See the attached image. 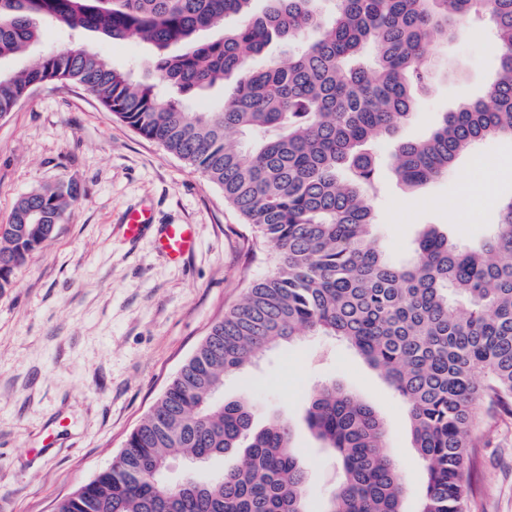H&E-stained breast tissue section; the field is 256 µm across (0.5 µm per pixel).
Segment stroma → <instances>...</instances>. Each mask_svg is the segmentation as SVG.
Segmentation results:
<instances>
[{
  "label": "stroma",
  "instance_id": "stroma-1",
  "mask_svg": "<svg viewBox=\"0 0 512 512\" xmlns=\"http://www.w3.org/2000/svg\"><path fill=\"white\" fill-rule=\"evenodd\" d=\"M114 67L140 71L149 47L83 36ZM441 70L417 94L410 123L378 145L390 160L397 140L418 138L462 98L484 96L497 69L491 23L467 26L440 50ZM501 162L489 172L485 159ZM372 198L374 238L398 262L413 259L430 224L468 249L479 248L512 197V140L479 144L447 176L415 190L382 169ZM71 183L80 199L43 249L0 290V512H53L111 466L213 322L271 272L268 248L224 201V193L157 143L117 119L82 87L47 82L0 118V224L27 193ZM467 195L464 222L448 201ZM151 205L143 238L128 241L129 211ZM166 224L195 228L186 264L156 251ZM336 382L383 418L387 446L399 461L405 512H417L424 479L411 442L407 407L380 374L332 336H309L260 355L244 374L224 379L227 398L247 396L257 424L277 416L296 429L310 460L308 506L323 512L343 477L304 422L307 399ZM477 492L469 512H512V419L484 426L475 450Z\"/></svg>",
  "mask_w": 512,
  "mask_h": 512
}]
</instances>
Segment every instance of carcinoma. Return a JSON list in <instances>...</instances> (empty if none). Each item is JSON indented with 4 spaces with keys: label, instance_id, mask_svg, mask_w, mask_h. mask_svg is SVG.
<instances>
[{
    "label": "carcinoma",
    "instance_id": "carcinoma-1",
    "mask_svg": "<svg viewBox=\"0 0 512 512\" xmlns=\"http://www.w3.org/2000/svg\"><path fill=\"white\" fill-rule=\"evenodd\" d=\"M252 2L0 0V60L25 52L44 21L152 49L145 78L81 45L0 71L1 117L36 85L83 86L219 187L275 265L212 324L112 466L54 512H308L307 460L288 421L259 428L247 397L212 392L266 349L316 335L353 347L407 404L425 475L417 512H467L482 409L512 417V199L480 249L430 227L404 265L372 237L370 196L377 143L411 120L415 92L439 70L431 48L487 13L499 62L487 94L446 113L430 135L399 142L391 168L413 190L482 141L512 138V0H332L329 13L324 0H265L260 12ZM230 15L237 27L201 39ZM275 41L294 45L288 60L252 67ZM227 82L231 94L209 112L163 95L193 98ZM77 198L61 184L17 201L13 223L0 224V289L48 241L35 226L63 223ZM304 421L344 469L325 512H404L398 464L372 405L326 383L309 395ZM240 451L241 462L201 475ZM173 455L201 466L171 484Z\"/></svg>",
    "mask_w": 512,
    "mask_h": 512
}]
</instances>
